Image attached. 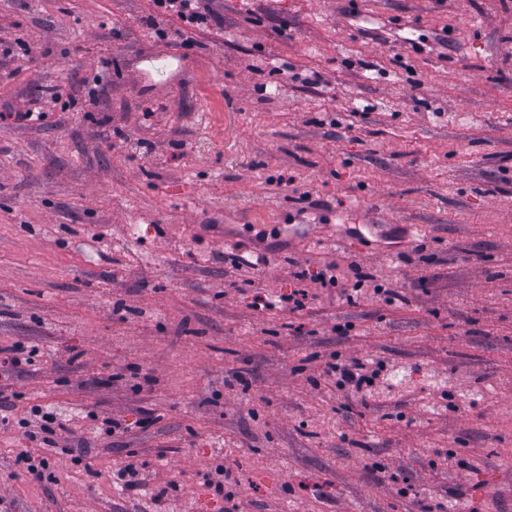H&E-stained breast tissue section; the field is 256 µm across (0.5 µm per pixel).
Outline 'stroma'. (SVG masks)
<instances>
[{
    "instance_id": "stroma-1",
    "label": "stroma",
    "mask_w": 512,
    "mask_h": 512,
    "mask_svg": "<svg viewBox=\"0 0 512 512\" xmlns=\"http://www.w3.org/2000/svg\"><path fill=\"white\" fill-rule=\"evenodd\" d=\"M210 6L0 0V349L37 352L0 364V496L512 512V0ZM357 266L373 286L340 296ZM333 353L372 385L338 388ZM36 406L56 447L15 426ZM158 6L176 14L183 21L194 23L207 18V6L201 0H156Z\"/></svg>"
}]
</instances>
